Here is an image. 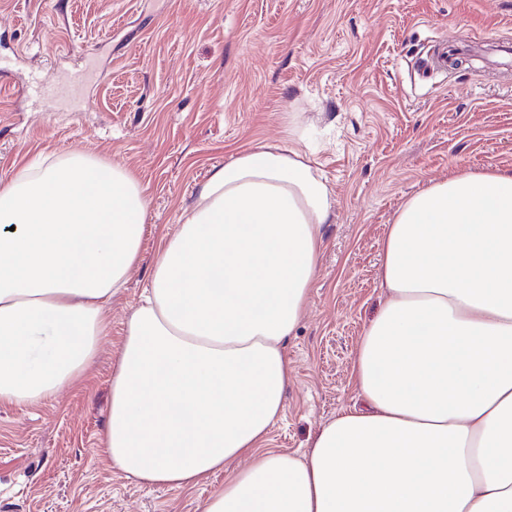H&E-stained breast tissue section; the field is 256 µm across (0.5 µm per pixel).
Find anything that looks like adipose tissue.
<instances>
[{"label":"adipose tissue","instance_id":"adipose-tissue-1","mask_svg":"<svg viewBox=\"0 0 512 512\" xmlns=\"http://www.w3.org/2000/svg\"><path fill=\"white\" fill-rule=\"evenodd\" d=\"M147 208L127 168L82 153L0 188V405L81 384ZM332 214L294 136L213 170L127 319L106 455L176 489L248 459L203 512H512V172L434 180L402 204L351 365L362 407L302 456L261 452Z\"/></svg>","mask_w":512,"mask_h":512}]
</instances>
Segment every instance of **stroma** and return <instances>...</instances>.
I'll return each mask as SVG.
<instances>
[{
    "label": "stroma",
    "instance_id": "obj_1",
    "mask_svg": "<svg viewBox=\"0 0 512 512\" xmlns=\"http://www.w3.org/2000/svg\"><path fill=\"white\" fill-rule=\"evenodd\" d=\"M472 46L461 66L432 54ZM293 122L336 200L266 449L307 451L356 403L349 374L382 307L377 271L404 200L461 171H512V0H0V182L43 156L131 169L149 205L141 259L111 300L83 384L0 405V512H203L100 446L112 366L160 237L213 167Z\"/></svg>",
    "mask_w": 512,
    "mask_h": 512
}]
</instances>
